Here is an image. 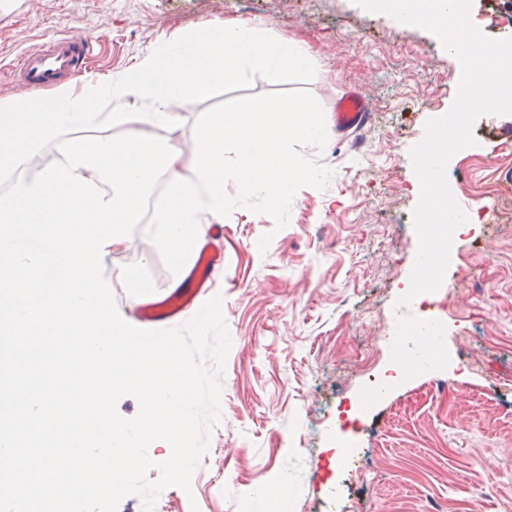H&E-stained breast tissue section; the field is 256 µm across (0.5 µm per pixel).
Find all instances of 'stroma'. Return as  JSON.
<instances>
[{"instance_id": "35a3bbf8", "label": "stroma", "mask_w": 512, "mask_h": 512, "mask_svg": "<svg viewBox=\"0 0 512 512\" xmlns=\"http://www.w3.org/2000/svg\"><path fill=\"white\" fill-rule=\"evenodd\" d=\"M231 19L309 48L306 88L324 113L362 80L375 121L305 147L333 176L296 193L285 228L245 208L225 217L224 279L209 290L233 338L221 420L190 491L166 488L154 512H250L261 485L283 486L296 512H512V153L500 135L512 114L479 117L480 152L448 165L458 205H495L500 217L457 237L444 289L423 308L446 328L447 368L392 384L347 421L352 471L337 469L330 434L340 408L392 366L390 314L418 252L410 151L455 99L457 58L435 35L354 0H0V98L20 92L11 64L52 36L93 40L91 75L107 79L166 40ZM122 270L148 280L145 299L164 297L173 279L159 252L113 251L105 274L123 316Z\"/></svg>"}]
</instances>
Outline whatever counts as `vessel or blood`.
<instances>
[{"mask_svg": "<svg viewBox=\"0 0 512 512\" xmlns=\"http://www.w3.org/2000/svg\"><path fill=\"white\" fill-rule=\"evenodd\" d=\"M93 56L89 39L64 35L47 40L28 50L18 61L14 76L23 90L42 91L62 79L83 73ZM336 133L353 134L373 124L372 109L359 89L353 88L337 98L332 112ZM224 272V233L214 229L200 250L192 269V286L174 289L160 302L142 303L136 308L141 320L166 324L175 320L211 282Z\"/></svg>", "mask_w": 512, "mask_h": 512, "instance_id": "obj_1", "label": "vessel or blood"}]
</instances>
